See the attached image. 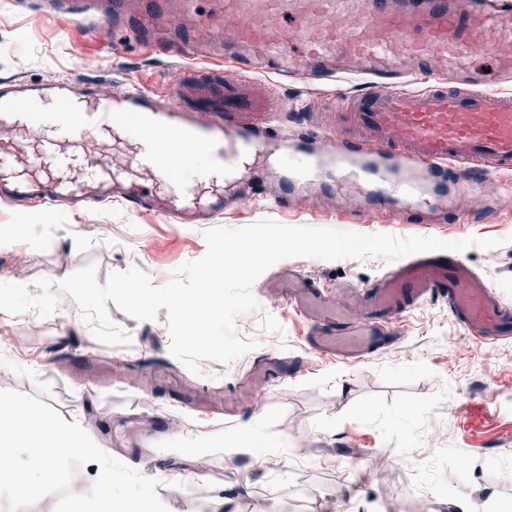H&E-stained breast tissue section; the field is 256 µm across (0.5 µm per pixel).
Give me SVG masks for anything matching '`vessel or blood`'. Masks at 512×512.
I'll list each match as a JSON object with an SVG mask.
<instances>
[{
	"instance_id": "b4317fda",
	"label": "vessel or blood",
	"mask_w": 512,
	"mask_h": 512,
	"mask_svg": "<svg viewBox=\"0 0 512 512\" xmlns=\"http://www.w3.org/2000/svg\"><path fill=\"white\" fill-rule=\"evenodd\" d=\"M56 12L100 20L185 61L176 91L131 86L107 96L82 80L0 82V199L72 206L116 201L162 212L175 224H209L226 197L258 193L251 159L280 194L311 189L357 197L366 217L426 224L456 210L464 185L512 175V57L493 71L475 54L512 41V0H53ZM430 86L412 88L414 76ZM362 79L350 120L356 136L268 118L275 86ZM130 163L114 164V143ZM311 316L309 344L327 358L361 360L393 342L386 328L433 297L478 341L512 336V303L454 252L393 267L365 294L361 321L300 273L272 282ZM298 359L261 355L254 376L285 379Z\"/></svg>"
}]
</instances>
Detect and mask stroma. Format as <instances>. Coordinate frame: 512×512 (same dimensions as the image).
Masks as SVG:
<instances>
[{
    "mask_svg": "<svg viewBox=\"0 0 512 512\" xmlns=\"http://www.w3.org/2000/svg\"><path fill=\"white\" fill-rule=\"evenodd\" d=\"M179 60L125 33L102 41L87 22L45 13L42 0H0V82L82 78L114 94L136 83L169 92L181 77ZM321 88L279 90L274 120L338 130L346 126L354 80ZM271 219L363 234L424 236L454 242L471 236L501 239L460 257L512 302V177L489 176L444 224H367L356 203L310 192L280 204L254 196L229 202L214 226L238 228ZM201 224H173L161 213H134L120 203L84 210L61 204L0 203V282L60 281L95 264L97 281L130 268L162 286L187 261L207 251ZM316 287L335 295L343 312L363 315L362 293L388 271L377 259L293 260ZM258 308L238 315L234 333L255 342L230 364L201 361L189 371L169 351L167 311L139 321L107 309L130 338L95 341L71 297L43 316L0 311V389L38 397L67 421L80 423L100 446L121 427L114 412L133 417V436L146 437L157 420L166 431L135 469L158 479L168 512H486L512 507V338L478 342L430 299L400 317L399 341L361 363L327 359L307 344L308 320L276 293H257ZM97 354L92 374L68 372L66 353ZM288 354L301 362L283 382L255 385L252 409L209 419L174 406L164 389L147 394L123 381L126 358L168 363L182 382L215 388L241 380L257 355ZM262 418V438L249 428ZM238 448L225 457V444Z\"/></svg>",
    "mask_w": 512,
    "mask_h": 512,
    "instance_id": "1",
    "label": "stroma"
}]
</instances>
